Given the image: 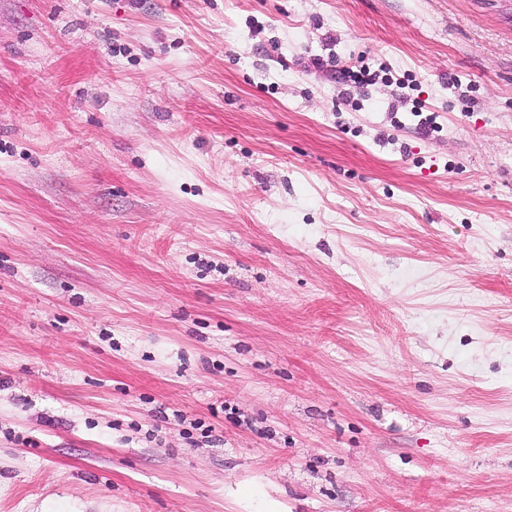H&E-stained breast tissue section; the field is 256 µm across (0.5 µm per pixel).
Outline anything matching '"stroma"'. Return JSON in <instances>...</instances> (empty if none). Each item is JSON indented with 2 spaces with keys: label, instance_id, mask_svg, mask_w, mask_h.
I'll return each instance as SVG.
<instances>
[{
  "label": "stroma",
  "instance_id": "stroma-1",
  "mask_svg": "<svg viewBox=\"0 0 512 512\" xmlns=\"http://www.w3.org/2000/svg\"><path fill=\"white\" fill-rule=\"evenodd\" d=\"M0 512H512V0H0Z\"/></svg>",
  "mask_w": 512,
  "mask_h": 512
}]
</instances>
